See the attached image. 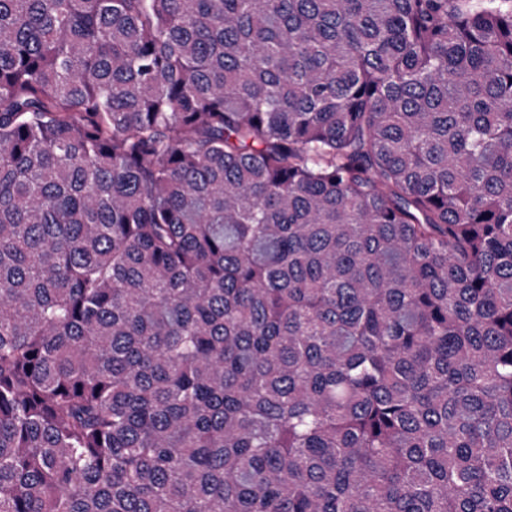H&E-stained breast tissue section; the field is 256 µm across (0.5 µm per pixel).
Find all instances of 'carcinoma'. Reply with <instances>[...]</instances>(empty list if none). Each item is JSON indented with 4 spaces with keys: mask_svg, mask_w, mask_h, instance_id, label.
I'll use <instances>...</instances> for the list:
<instances>
[{
    "mask_svg": "<svg viewBox=\"0 0 512 512\" xmlns=\"http://www.w3.org/2000/svg\"><path fill=\"white\" fill-rule=\"evenodd\" d=\"M0 512H512V0H0Z\"/></svg>",
    "mask_w": 512,
    "mask_h": 512,
    "instance_id": "cac0c4a2",
    "label": "carcinoma"
}]
</instances>
